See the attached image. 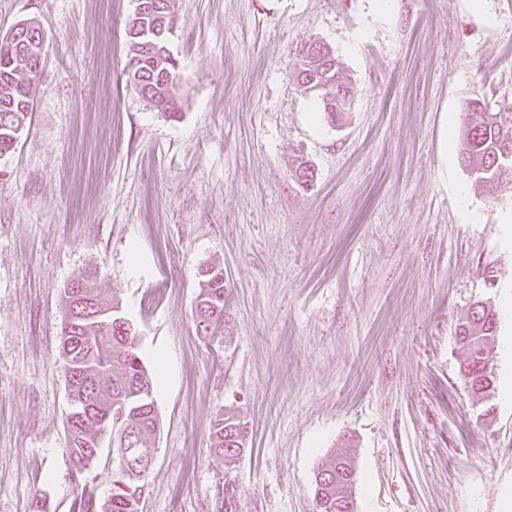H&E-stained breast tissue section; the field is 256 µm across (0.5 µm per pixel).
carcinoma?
<instances>
[{"label":"carcinoma","instance_id":"1","mask_svg":"<svg viewBox=\"0 0 512 512\" xmlns=\"http://www.w3.org/2000/svg\"><path fill=\"white\" fill-rule=\"evenodd\" d=\"M163 44L146 43L136 53L129 52L128 67L139 75L151 96H159L169 116L178 114L181 74L172 65H160ZM0 50V157L11 152L16 130L25 126L30 110L32 77L1 59ZM294 74L301 92L320 101L331 124L342 121L350 110L354 88L343 75L335 54L327 51L314 58L296 59ZM458 158L475 180L507 187L512 182V125L507 126L497 112H478L469 118L462 133ZM64 314L61 322L59 354L71 367L75 398L71 411L93 415L106 413L113 402L125 404V418L114 438L105 439L99 430L77 419L68 422V445L74 463L101 452L122 447V436H132L138 453L155 455L151 441L158 428L154 410L152 380L142 364L135 344V331L119 304L106 301L96 284V272L88 269L76 274L64 289ZM226 285L217 271L200 280L196 305L218 312L217 318L196 327L206 332L224 315ZM497 317L492 307L478 302L467 322L459 326L457 342L464 353L461 373L469 391L479 401L493 391L494 374L490 352L495 343ZM247 423L232 410L217 415L211 432V452L233 460L246 447ZM356 468L351 457L336 453L315 472V498L318 512H341L339 501L352 496ZM140 479L119 472L112 496L103 503L89 492L81 493L72 512H138L137 491Z\"/></svg>","mask_w":512,"mask_h":512}]
</instances>
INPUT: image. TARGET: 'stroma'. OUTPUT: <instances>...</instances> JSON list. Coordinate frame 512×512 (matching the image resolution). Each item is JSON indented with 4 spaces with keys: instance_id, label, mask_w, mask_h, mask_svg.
Listing matches in <instances>:
<instances>
[{
    "instance_id": "obj_1",
    "label": "stroma",
    "mask_w": 512,
    "mask_h": 512,
    "mask_svg": "<svg viewBox=\"0 0 512 512\" xmlns=\"http://www.w3.org/2000/svg\"><path fill=\"white\" fill-rule=\"evenodd\" d=\"M136 6L0 0V33L32 19L45 40L0 158V512L112 495L111 449L80 472L68 447L62 295L88 267L152 377L139 512H317L340 448L356 512H512V398L472 397L456 340L490 301L494 372L512 373V192L457 152L466 103L512 113V0H172L176 118L128 81ZM314 39L357 90L336 127L293 77ZM206 264L228 285L211 336ZM227 408L250 427L229 463L210 452Z\"/></svg>"
}]
</instances>
